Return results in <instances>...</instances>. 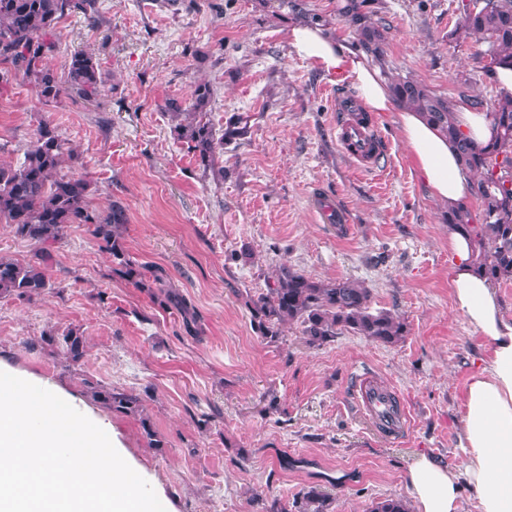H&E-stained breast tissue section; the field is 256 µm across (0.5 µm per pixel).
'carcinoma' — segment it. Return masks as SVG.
<instances>
[{"label": "carcinoma", "instance_id": "cac0c4a2", "mask_svg": "<svg viewBox=\"0 0 512 512\" xmlns=\"http://www.w3.org/2000/svg\"><path fill=\"white\" fill-rule=\"evenodd\" d=\"M75 9L96 21V0H0V63L22 70L37 96L46 101L57 100L70 90L94 101L105 86L99 63L86 51L71 54L62 76L44 63L45 55L56 48L51 36L61 19ZM349 11L361 45L382 60L388 39L383 18L367 9V0H350ZM457 11L449 37L485 45L477 53L485 75L493 76L497 66H512V0H458ZM390 90L399 106L426 114L455 146L462 165L474 177L479 209L473 213L465 206H453L445 211V220L471 237L479 274L495 283L511 281L512 97L498 93L486 99L481 94L460 93L471 106L487 112L496 128L495 140L482 144L460 132L454 119L455 100L436 94L410 76L392 77ZM212 95L208 84L199 83L190 102L171 100L166 105L177 139L188 144L206 169L224 151V144L248 133L240 118L221 130L213 126L208 110ZM67 156L72 153L57 127L43 120L23 163L18 167L0 163V223L37 246L34 261L0 259V297L30 299L50 288L49 247L70 225L86 224L101 249L112 257V274L137 288L157 289L159 303L179 310L185 322H191L190 305L163 274L146 279L143 266L130 256L123 236L128 223L125 207L115 201L104 213L93 210L88 201L90 183L63 172ZM252 318L261 336L271 342L279 340L282 326L295 323L310 347L321 346L345 331L382 344H394L406 333L400 316L389 310H371V291L363 283L348 278L314 281L285 265L275 270L273 286L253 301ZM37 344L61 350L72 367L81 363L87 351L86 338L77 329L62 334L45 331ZM86 386L90 399L103 408L139 416L150 447H165L150 419L143 416L140 394L89 381ZM294 507L296 512H329L330 501L311 487L294 501ZM371 512H409V508L404 499L396 497L376 502Z\"/></svg>", "mask_w": 512, "mask_h": 512}]
</instances>
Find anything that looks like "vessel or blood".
<instances>
[{"label":"vessel or blood","instance_id":"b4317fda","mask_svg":"<svg viewBox=\"0 0 512 512\" xmlns=\"http://www.w3.org/2000/svg\"><path fill=\"white\" fill-rule=\"evenodd\" d=\"M336 143L364 172L383 167L386 149L377 135L374 116L363 110L353 97L337 95ZM353 398L371 426L381 435L395 438L410 426L403 402L395 401L387 387L369 374L358 375L352 388Z\"/></svg>","mask_w":512,"mask_h":512}]
</instances>
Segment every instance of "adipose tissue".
<instances>
[{
	"instance_id": "ef3b65f1",
	"label": "adipose tissue",
	"mask_w": 512,
	"mask_h": 512,
	"mask_svg": "<svg viewBox=\"0 0 512 512\" xmlns=\"http://www.w3.org/2000/svg\"><path fill=\"white\" fill-rule=\"evenodd\" d=\"M285 35L297 54L336 81L351 84L367 110L396 111L403 141L431 198L451 207L472 197L474 178L461 166L453 144L422 113L395 108L386 81L354 42L324 22H294ZM448 252L455 304L482 336L489 356L466 385L459 438L463 473L420 455L403 482L415 512H464V483L478 512H512V320L505 318L494 284L477 274L468 236L449 228Z\"/></svg>"
}]
</instances>
